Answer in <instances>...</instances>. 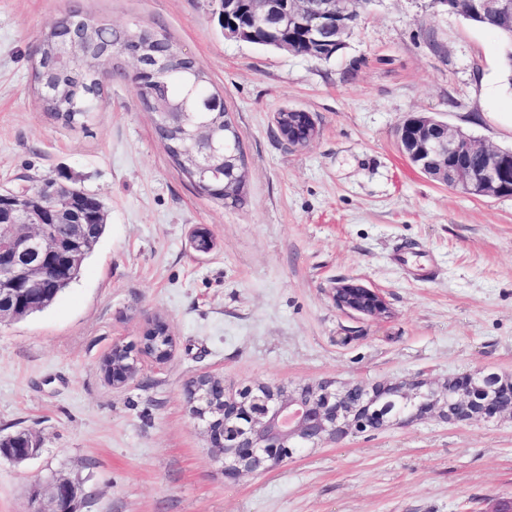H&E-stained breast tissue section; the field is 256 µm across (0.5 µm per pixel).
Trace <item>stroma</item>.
Returning a JSON list of instances; mask_svg holds the SVG:
<instances>
[{
  "mask_svg": "<svg viewBox=\"0 0 512 512\" xmlns=\"http://www.w3.org/2000/svg\"><path fill=\"white\" fill-rule=\"evenodd\" d=\"M150 28L192 57L239 126L246 197L201 193L166 154L114 60L85 125L44 112L32 79L42 33L73 9ZM220 0H0V191L67 177L96 194L107 228L79 280L48 309L0 324V512H32L36 488L80 489L75 512H494L512 501V418L432 417L348 435L284 465L224 476L185 382L227 389L329 381L370 386L512 376V197L474 198L420 173L396 127L424 113L512 149V85L495 31L433 0H376L324 60L225 34ZM313 115L305 146L275 114ZM206 227L213 246L195 249ZM379 290V318L334 305L337 282ZM175 341L115 387L103 362L147 319Z\"/></svg>",
  "mask_w": 512,
  "mask_h": 512,
  "instance_id": "1",
  "label": "stroma"
}]
</instances>
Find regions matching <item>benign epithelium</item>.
Listing matches in <instances>:
<instances>
[{
    "label": "benign epithelium",
    "mask_w": 512,
    "mask_h": 512,
    "mask_svg": "<svg viewBox=\"0 0 512 512\" xmlns=\"http://www.w3.org/2000/svg\"><path fill=\"white\" fill-rule=\"evenodd\" d=\"M470 20L494 16L512 34V0H437ZM361 0H224V33L257 44L273 43L282 50L320 58L344 46L358 18ZM63 55L80 59L99 84L112 77L114 54L135 63L132 80L143 92L168 68V51L148 54L143 41L132 40L115 53L91 55L86 46V20L71 13L50 27ZM295 125L303 131L297 144L317 134L314 118L302 112ZM198 149L190 163L201 181H224V200L237 194L245 172L224 176L238 155L221 152L210 128L197 125ZM397 140L407 159L423 174L475 197L512 196V150L480 143L465 132L424 114L408 116L397 128ZM87 192L48 179L40 187L0 192V322L26 318L44 307L42 280L64 276L82 256L86 224L81 221ZM342 311L371 317L388 313L383 296L356 281L331 289ZM174 340L166 323L151 320L136 343L112 344V385L125 384L139 371L143 356L158 366L171 358ZM192 419L202 423L209 445L222 456L224 476L276 468L295 452L318 448L349 434L373 432L394 424L439 415L450 422L493 421L512 416V379L496 372L458 375L444 383L428 379L379 385L336 386L330 382L294 387L257 384L234 393L224 380L198 375L185 384ZM407 407L400 418L390 411L391 397ZM50 512L78 496V487L58 481L48 488Z\"/></svg>",
    "instance_id": "7a95c632"
}]
</instances>
